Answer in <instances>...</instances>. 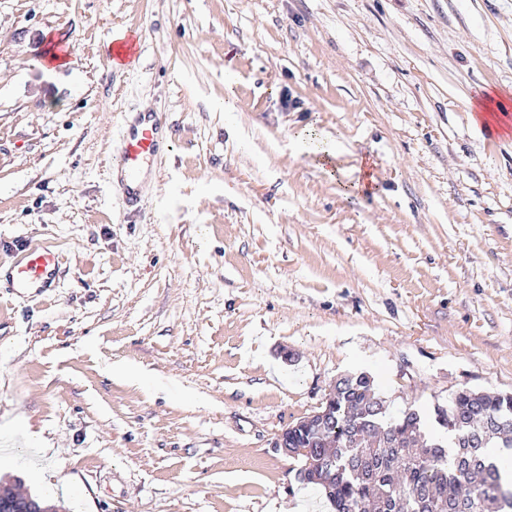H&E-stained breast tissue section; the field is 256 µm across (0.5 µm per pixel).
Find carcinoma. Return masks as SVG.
<instances>
[{
    "label": "carcinoma",
    "instance_id": "1",
    "mask_svg": "<svg viewBox=\"0 0 512 512\" xmlns=\"http://www.w3.org/2000/svg\"><path fill=\"white\" fill-rule=\"evenodd\" d=\"M444 433L425 434L419 409L387 414L365 372L336 381V402L307 429L321 471L301 458L298 479L320 488L334 512H512V482L490 461L494 434H512V394L463 388L434 408ZM385 435L369 452L368 434Z\"/></svg>",
    "mask_w": 512,
    "mask_h": 512
}]
</instances>
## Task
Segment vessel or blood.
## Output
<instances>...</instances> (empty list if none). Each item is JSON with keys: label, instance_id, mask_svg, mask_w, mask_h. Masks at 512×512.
Returning a JSON list of instances; mask_svg holds the SVG:
<instances>
[{"label": "vessel or blood", "instance_id": "b4317fda", "mask_svg": "<svg viewBox=\"0 0 512 512\" xmlns=\"http://www.w3.org/2000/svg\"><path fill=\"white\" fill-rule=\"evenodd\" d=\"M140 52V42L133 35L112 41L114 65H128ZM164 126L162 113L144 110L137 112L122 131V147L112 169L130 208H137L148 181L156 173L157 161L166 148ZM14 250L16 260L6 271H0V281L22 297L36 296L54 287L60 264L56 252L27 239L16 240Z\"/></svg>", "mask_w": 512, "mask_h": 512}]
</instances>
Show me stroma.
<instances>
[{
  "label": "stroma",
  "mask_w": 512,
  "mask_h": 512,
  "mask_svg": "<svg viewBox=\"0 0 512 512\" xmlns=\"http://www.w3.org/2000/svg\"><path fill=\"white\" fill-rule=\"evenodd\" d=\"M490 94L512 0H0V267L23 236L63 268L0 291V483L66 512H331L274 441L340 377L393 412L512 392ZM142 105L172 143L130 217L107 165ZM326 145L377 194H343ZM140 52V42L131 34L123 35L112 40V63L115 66L128 65Z\"/></svg>",
  "instance_id": "obj_1"
}]
</instances>
